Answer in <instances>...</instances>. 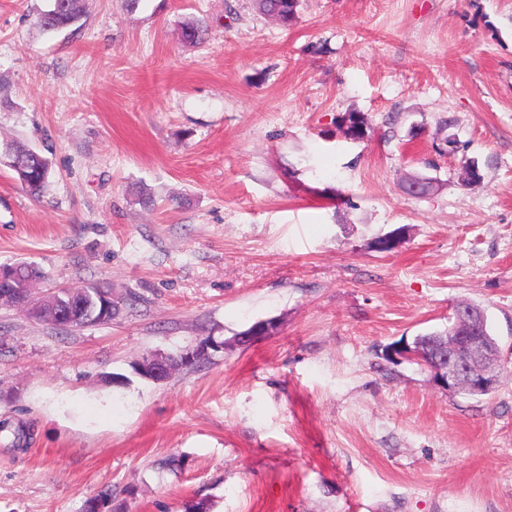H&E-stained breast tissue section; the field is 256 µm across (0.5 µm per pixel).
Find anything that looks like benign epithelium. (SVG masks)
I'll return each instance as SVG.
<instances>
[{
  "label": "benign epithelium",
  "instance_id": "benign-epithelium-1",
  "mask_svg": "<svg viewBox=\"0 0 512 512\" xmlns=\"http://www.w3.org/2000/svg\"><path fill=\"white\" fill-rule=\"evenodd\" d=\"M408 193L426 195L438 189V180L420 173H412L402 182ZM0 300L25 308L29 314H39L43 305L32 300L30 289L17 277V267H0ZM57 320L68 325L79 322L84 325L110 321L111 306L102 301L90 289L67 287L60 289L50 299ZM481 310L470 303L455 306L452 322L453 334L448 336L447 351L440 355L436 366L430 368L434 380L442 387L459 392L488 393L500 381L504 366L500 351L491 350L483 337L478 335ZM275 328L271 320L254 323L245 336H236L233 343L237 346L251 344L270 334ZM224 348V344L213 340L200 342L192 349H186L177 356L165 353H152L146 356L136 367L137 373L153 382L166 380L177 366L207 355L208 350Z\"/></svg>",
  "mask_w": 512,
  "mask_h": 512
}]
</instances>
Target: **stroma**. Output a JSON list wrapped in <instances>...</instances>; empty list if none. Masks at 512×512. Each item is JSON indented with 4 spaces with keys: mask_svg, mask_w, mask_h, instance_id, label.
Listing matches in <instances>:
<instances>
[{
    "mask_svg": "<svg viewBox=\"0 0 512 512\" xmlns=\"http://www.w3.org/2000/svg\"><path fill=\"white\" fill-rule=\"evenodd\" d=\"M49 5L0 0V267L34 263L37 299L136 301L74 328L0 303V512L107 488L112 512H512V0H300L287 27L251 0H84L59 31ZM13 144L48 160L40 197ZM460 302L507 369L481 397L385 356ZM403 189L408 193L426 195L438 189L436 178L420 173L408 174L402 182ZM213 340L200 342L195 348L186 349L177 356L165 353H152L146 356L136 367L137 373L153 382L166 380L177 366H186L189 362L205 357L209 349L218 348Z\"/></svg>",
    "mask_w": 512,
    "mask_h": 512,
    "instance_id": "obj_1",
    "label": "stroma"
}]
</instances>
